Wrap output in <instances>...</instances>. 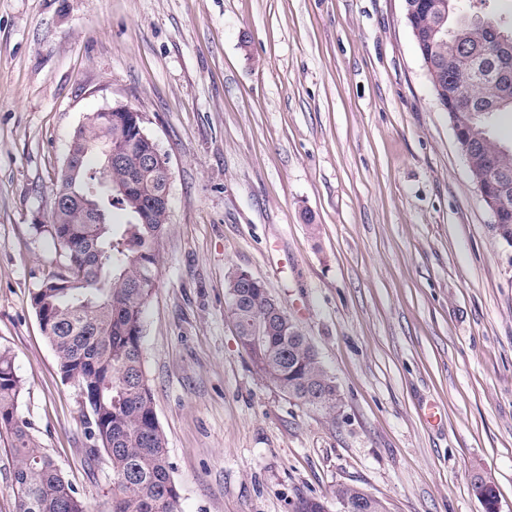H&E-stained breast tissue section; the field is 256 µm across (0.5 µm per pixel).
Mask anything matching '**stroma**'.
Wrapping results in <instances>:
<instances>
[{"instance_id":"35a3bbf8","label":"stroma","mask_w":512,"mask_h":512,"mask_svg":"<svg viewBox=\"0 0 512 512\" xmlns=\"http://www.w3.org/2000/svg\"><path fill=\"white\" fill-rule=\"evenodd\" d=\"M138 109L170 227L143 366L178 512H292L349 483L390 512H512V271L402 0H0V350L19 413L91 512L90 460L31 293L87 114ZM262 280L335 379L327 419L255 369L226 282Z\"/></svg>"}]
</instances>
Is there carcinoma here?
<instances>
[{"label":"carcinoma","instance_id":"1","mask_svg":"<svg viewBox=\"0 0 512 512\" xmlns=\"http://www.w3.org/2000/svg\"><path fill=\"white\" fill-rule=\"evenodd\" d=\"M417 24L425 33L416 45L435 59L448 61L450 76L461 82L473 111L464 112L460 148L470 176L483 171L487 155L498 156L512 175V147L492 134L495 114L512 112V35L497 44L487 31L454 17L453 0H420ZM103 140L128 155L126 166L112 172L125 182L138 173L140 187L125 195L98 188L99 163H91L85 142ZM153 144L133 133L119 114L99 121L73 142L79 175L59 180L58 192L96 189L101 223L89 224L74 210L48 225L65 263L31 294V303L56 358L61 378L85 393V437L90 454L103 456L112 469V512H176L180 498L159 424L152 390L143 370V317L159 278L160 247L169 213L156 209L143 220L145 201L166 192L162 165L137 170ZM125 215L122 231H112L114 213ZM501 232V246L512 250V211ZM240 274L229 281V310L238 338L258 371L281 391L329 418H336L342 398L319 354L304 335L292 337L288 311L261 280L243 285ZM21 385L12 356L0 351V433L14 452L13 490L16 512H88L84 499L65 480L55 460L37 444L20 416ZM367 501V512H389L387 503L364 489L336 484L332 500ZM294 512H330L320 497H302Z\"/></svg>","mask_w":512,"mask_h":512}]
</instances>
